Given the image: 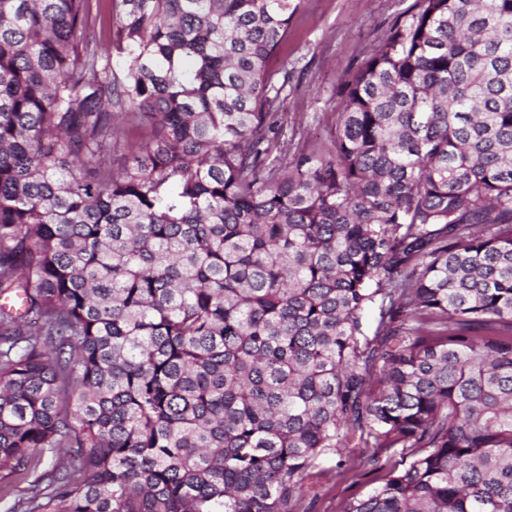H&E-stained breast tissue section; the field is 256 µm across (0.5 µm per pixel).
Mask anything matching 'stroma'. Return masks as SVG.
Segmentation results:
<instances>
[{"mask_svg":"<svg viewBox=\"0 0 512 512\" xmlns=\"http://www.w3.org/2000/svg\"><path fill=\"white\" fill-rule=\"evenodd\" d=\"M413 0H302L278 67L288 74L278 122L283 141L270 159L281 163L296 151L334 153L341 90L386 38ZM372 447L350 444L319 458L309 470L299 512H346L350 502L382 486L386 473L374 469Z\"/></svg>","mask_w":512,"mask_h":512,"instance_id":"1","label":"stroma"}]
</instances>
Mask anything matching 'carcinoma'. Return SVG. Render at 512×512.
<instances>
[{"mask_svg": "<svg viewBox=\"0 0 512 512\" xmlns=\"http://www.w3.org/2000/svg\"><path fill=\"white\" fill-rule=\"evenodd\" d=\"M102 2L0 0L9 512H295L355 438L420 453L347 512H512V0H416L280 166L299 0ZM151 135L150 129L131 123L122 124L115 133V137L119 142L112 152V166L115 171H121L128 162L129 148L132 145L144 143L149 140Z\"/></svg>", "mask_w": 512, "mask_h": 512, "instance_id": "1", "label": "carcinoma"}]
</instances>
